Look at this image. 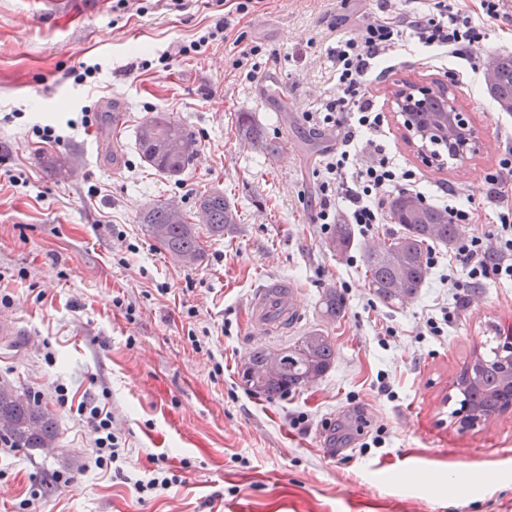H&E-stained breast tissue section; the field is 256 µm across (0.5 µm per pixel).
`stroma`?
Masks as SVG:
<instances>
[{"instance_id": "obj_1", "label": "stroma", "mask_w": 512, "mask_h": 512, "mask_svg": "<svg viewBox=\"0 0 512 512\" xmlns=\"http://www.w3.org/2000/svg\"><path fill=\"white\" fill-rule=\"evenodd\" d=\"M377 9L376 0H260L238 25L242 42L216 41L179 55L211 24L198 4L169 11L160 0H126L121 9L76 4L41 15L36 0H0V384L41 393L54 415L55 448L0 446V512L39 491L40 512H512V409L462 425L453 381L494 332L512 336V281L456 290L450 247L410 301L389 306L367 286L365 246L398 231L394 221L356 236L344 257L325 246L314 221L320 198L313 172L335 134L303 118L334 94L327 49L342 17ZM274 52L262 86L234 70L243 49ZM172 55L165 63L164 55ZM147 70H140V62ZM372 93L389 122L382 138L395 162L413 168L434 204L478 202L477 230H492L484 177L512 149V112L499 111L480 85L449 83L458 59L427 60L407 45ZM92 74H85L84 65ZM449 84L479 148L464 163L428 164L388 100L396 84ZM122 108L119 139L112 108ZM183 126L194 150L175 177L144 164L139 126L154 113ZM251 113L279 149L269 153L236 133ZM101 132L90 139L83 115ZM58 139L41 142L37 128ZM72 160L56 173L55 157ZM221 190L241 222L204 241L201 261L185 266L160 249L139 222L147 208ZM270 278L292 282L301 317L293 328L251 333L249 298ZM334 288L343 316L320 315ZM136 312L126 318L124 306ZM453 314L443 335L427 322ZM336 356L324 375L287 396L249 392L240 364L256 349L285 351L314 331ZM106 400L125 442L128 479L90 461L91 435L62 407ZM182 484L139 496L132 482L157 461Z\"/></svg>"}]
</instances>
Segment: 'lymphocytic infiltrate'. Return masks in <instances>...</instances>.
<instances>
[{"mask_svg": "<svg viewBox=\"0 0 512 512\" xmlns=\"http://www.w3.org/2000/svg\"><path fill=\"white\" fill-rule=\"evenodd\" d=\"M480 9L482 18L477 21L465 15L456 0H424L422 8L407 7L392 18L363 14L355 29L337 34L336 44L328 52L336 93L303 114L312 130L328 128L336 134L334 146L324 152L316 172L320 191L317 219L321 224L342 220L365 234L373 225L384 223L389 189L421 196L414 170L396 167L378 140L386 117L378 111L370 88L394 72L392 56L408 40L432 57L446 54L465 61V69L451 70L453 80L480 75L483 59L479 49L488 37L485 24L500 17L502 0H480ZM511 173L512 151L500 159L496 171L485 176L486 196L499 205L498 222L491 232L473 233L460 240L452 256L453 264L464 274L459 287L512 279V205L500 202L505 177ZM75 411L93 436L95 467H107L124 456L107 404L81 402Z\"/></svg>", "mask_w": 512, "mask_h": 512, "instance_id": "f902f5d3", "label": "lymphocytic infiltrate"}]
</instances>
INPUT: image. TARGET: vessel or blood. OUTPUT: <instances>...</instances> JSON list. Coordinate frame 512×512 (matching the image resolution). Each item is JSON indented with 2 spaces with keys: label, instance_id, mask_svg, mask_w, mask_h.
<instances>
[{
  "label": "vessel or blood",
  "instance_id": "1",
  "mask_svg": "<svg viewBox=\"0 0 512 512\" xmlns=\"http://www.w3.org/2000/svg\"><path fill=\"white\" fill-rule=\"evenodd\" d=\"M297 290L290 282L273 278L251 296L250 324L256 334L294 325L299 318L295 302Z\"/></svg>",
  "mask_w": 512,
  "mask_h": 512
}]
</instances>
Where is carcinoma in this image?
Segmentation results:
<instances>
[{"instance_id": "cac0c4a2", "label": "carcinoma", "mask_w": 512, "mask_h": 512, "mask_svg": "<svg viewBox=\"0 0 512 512\" xmlns=\"http://www.w3.org/2000/svg\"><path fill=\"white\" fill-rule=\"evenodd\" d=\"M490 97L501 110L512 112V55L503 54L493 63L487 83ZM150 117L137 132L138 151L145 163L157 172L179 175L191 157V140L183 137L173 145L168 141V126ZM239 138L252 146H264V129L247 112L240 113ZM195 211L206 215L210 236L221 238L231 226L241 223L236 206L224 192L214 190L201 195ZM390 213L404 233L387 241L367 246L363 252L368 288L387 304H403L414 298L427 280L430 263L429 243L452 245L460 236V225L448 220V213L417 197L401 193L390 201ZM148 235L172 258L187 264L198 263L202 243L194 216L176 213L163 202L145 210L140 216ZM354 245L351 225L339 222L332 227L326 247L343 257ZM322 315L337 318L344 310V297L328 289L320 299ZM336 350L331 338L315 331L301 338L293 348L282 353L279 371L268 372L272 352L252 351L248 370L241 380L252 392L274 398L295 391L318 379L329 368ZM507 353L499 344L485 353H473L453 382L459 405L468 406L477 422L504 414L512 407V379L504 371ZM57 437L53 415L17 389L0 386V443L11 448H51Z\"/></svg>"}]
</instances>
